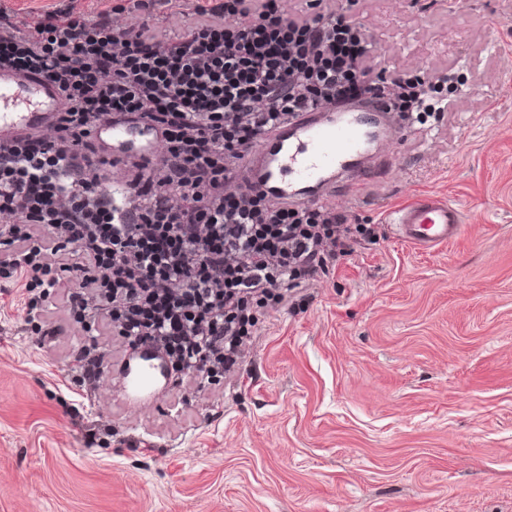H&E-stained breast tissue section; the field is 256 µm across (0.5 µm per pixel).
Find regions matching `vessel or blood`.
I'll return each instance as SVG.
<instances>
[{
    "label": "vessel or blood",
    "mask_w": 512,
    "mask_h": 512,
    "mask_svg": "<svg viewBox=\"0 0 512 512\" xmlns=\"http://www.w3.org/2000/svg\"><path fill=\"white\" fill-rule=\"evenodd\" d=\"M61 103L53 87L0 69L1 138L48 127ZM368 112L374 118L368 128L349 110L316 109L266 134L247 162L251 183L273 200L302 205L325 200L336 183L376 172L387 154L374 147L392 142L394 136L386 126L388 113L373 106ZM94 136L116 160L133 152L151 157L159 147L158 139L144 138L128 121L99 127ZM391 221L401 239L423 249L448 242L462 230L459 209L430 197L394 210ZM163 374V363L152 352L140 353L136 362L112 371L115 384L134 403L155 398Z\"/></svg>",
    "instance_id": "obj_1"
}]
</instances>
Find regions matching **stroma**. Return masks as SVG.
<instances>
[{
  "mask_svg": "<svg viewBox=\"0 0 512 512\" xmlns=\"http://www.w3.org/2000/svg\"><path fill=\"white\" fill-rule=\"evenodd\" d=\"M119 0H0L35 29ZM386 67L448 69L456 106L407 121L392 164L330 190L373 224L335 268L266 309L221 383L125 404L78 385L86 339L39 345L0 293V512H512V0H359ZM448 201L432 249L389 214ZM112 427L87 442L82 426Z\"/></svg>",
  "mask_w": 512,
  "mask_h": 512,
  "instance_id": "obj_1",
  "label": "stroma"
}]
</instances>
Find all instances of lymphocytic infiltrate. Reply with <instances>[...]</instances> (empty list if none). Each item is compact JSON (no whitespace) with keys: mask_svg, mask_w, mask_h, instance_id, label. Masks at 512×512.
I'll return each instance as SVG.
<instances>
[{"mask_svg":"<svg viewBox=\"0 0 512 512\" xmlns=\"http://www.w3.org/2000/svg\"><path fill=\"white\" fill-rule=\"evenodd\" d=\"M356 0H216L171 34L140 17L67 11L31 34L0 12V68L57 87L53 126L0 141V284L20 286L42 343L61 307L90 336L160 350L178 380L232 371L258 323L371 227L245 185L263 136L313 108L366 98L401 118L446 112V69L390 77ZM133 121L162 140L121 162L124 206L101 190L114 164L94 128Z\"/></svg>","mask_w":512,"mask_h":512,"instance_id":"obj_1","label":"lymphocytic infiltrate"}]
</instances>
